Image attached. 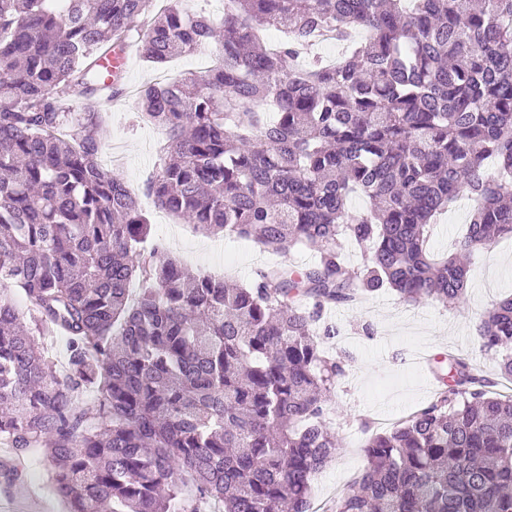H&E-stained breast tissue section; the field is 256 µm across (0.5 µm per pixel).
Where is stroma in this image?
Segmentation results:
<instances>
[{"mask_svg": "<svg viewBox=\"0 0 512 512\" xmlns=\"http://www.w3.org/2000/svg\"><path fill=\"white\" fill-rule=\"evenodd\" d=\"M212 64L209 54L183 56L162 67L131 55L122 75L124 93L98 107L100 163L140 196L151 222L150 241L162 243L192 269L248 285L260 271L273 266L315 265L317 253L304 246L277 253L249 239L210 236L184 219L164 214L145 196L148 180L163 164L165 134L138 119L139 89L188 72L204 73ZM470 212V205L459 201L440 217L431 236L435 254L453 253L467 230ZM467 266L466 302L455 308L432 301L407 303L386 288L361 303L327 310L326 318L336 324L339 334L326 349L347 353L349 360L328 403L340 450L313 482L315 505L327 510L354 482L366 465L363 447L372 434L389 430L434 398L448 371L449 356L472 361L491 381L494 392L512 393V381L498 373L499 356L482 350L477 331L483 312L512 295V238H501L488 251H472ZM0 512H61L39 450L30 451L16 487H6L0 480Z\"/></svg>", "mask_w": 512, "mask_h": 512, "instance_id": "obj_1", "label": "stroma"}]
</instances>
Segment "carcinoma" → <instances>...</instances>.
<instances>
[{
	"mask_svg": "<svg viewBox=\"0 0 512 512\" xmlns=\"http://www.w3.org/2000/svg\"><path fill=\"white\" fill-rule=\"evenodd\" d=\"M166 2L0 0V441L16 460L41 449L64 512H309L339 450L324 396L345 372L322 347L339 334L324 310L383 288L456 307L462 257L512 236V0H224L218 24ZM268 26L285 35L274 50ZM357 29L367 39L335 63L310 56L317 36ZM133 39L154 64L210 46L222 58L140 91L168 134L146 196L318 264L236 287L142 249L150 224L99 162L96 112L122 94L99 58ZM71 92L84 111L64 106ZM463 196L466 236L436 258L429 228ZM343 234L368 250L357 273ZM50 328L66 338L62 375ZM478 335L512 349V298ZM363 452L333 512H512V395H490L462 358Z\"/></svg>",
	"mask_w": 512,
	"mask_h": 512,
	"instance_id": "obj_1",
	"label": "carcinoma"
}]
</instances>
